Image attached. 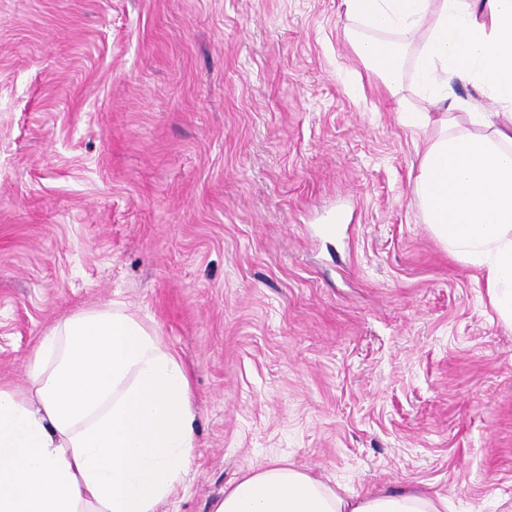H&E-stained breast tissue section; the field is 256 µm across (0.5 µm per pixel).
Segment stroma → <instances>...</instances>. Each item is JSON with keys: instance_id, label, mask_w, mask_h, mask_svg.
<instances>
[{"instance_id": "obj_1", "label": "stroma", "mask_w": 512, "mask_h": 512, "mask_svg": "<svg viewBox=\"0 0 512 512\" xmlns=\"http://www.w3.org/2000/svg\"><path fill=\"white\" fill-rule=\"evenodd\" d=\"M359 30L341 0H0V384L80 309L155 330L196 445L157 512L276 460L512 512V327L426 224Z\"/></svg>"}]
</instances>
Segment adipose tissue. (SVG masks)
<instances>
[{
	"label": "adipose tissue",
	"mask_w": 512,
	"mask_h": 512,
	"mask_svg": "<svg viewBox=\"0 0 512 512\" xmlns=\"http://www.w3.org/2000/svg\"><path fill=\"white\" fill-rule=\"evenodd\" d=\"M364 27L358 59L402 101L399 73L418 42L415 75L425 107L400 111L430 141L415 191L425 221L483 275L489 302L512 325V0H343ZM471 80L499 107L490 133L451 82ZM31 395L0 387V512H156L194 450L189 382L126 308L82 309L40 337L28 367ZM422 494L346 498L307 473L273 464L225 489L214 512H443Z\"/></svg>",
	"instance_id": "adipose-tissue-1"
}]
</instances>
